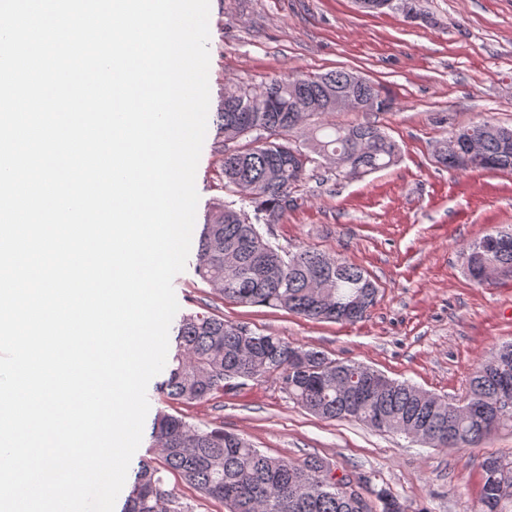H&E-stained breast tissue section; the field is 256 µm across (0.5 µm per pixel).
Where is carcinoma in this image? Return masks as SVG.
<instances>
[{"instance_id":"obj_1","label":"carcinoma","mask_w":512,"mask_h":512,"mask_svg":"<svg viewBox=\"0 0 512 512\" xmlns=\"http://www.w3.org/2000/svg\"><path fill=\"white\" fill-rule=\"evenodd\" d=\"M351 95L358 110L389 108L375 83L356 85L346 70L225 86L217 128L234 146H224V180L252 211L220 204L203 225L196 271L220 299L337 323L359 322L374 307L378 286L361 268L310 248L286 253L260 232V226L278 224L301 206L296 188L315 177L317 166L325 163L339 176L358 178L397 162L399 145L378 126L324 124V117L337 111L336 100ZM471 140L480 146L475 155L467 151ZM434 156L449 170L512 173V127L484 120L450 133L436 144ZM462 259L478 284L512 276V230L471 242ZM366 370L257 333L245 323L189 313L180 320L160 389L172 401L192 402L271 377L288 399L323 419L359 421L437 448L476 447L512 427V407L498 406L503 385L512 386V343L478 368L462 405L393 379L364 394ZM151 437L161 451V466H140L124 512H194L163 470L222 502L228 512H360L359 489L371 482L362 472L338 478L319 457L268 455L222 427L191 424L164 411L154 419ZM482 470L481 512H512V462L489 456ZM376 497L381 512H401L389 489H379Z\"/></svg>"}]
</instances>
